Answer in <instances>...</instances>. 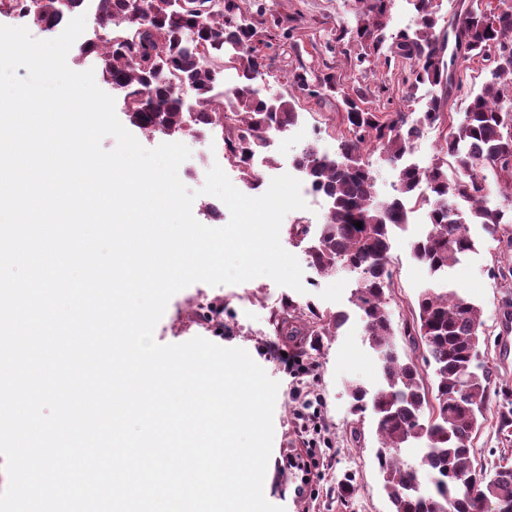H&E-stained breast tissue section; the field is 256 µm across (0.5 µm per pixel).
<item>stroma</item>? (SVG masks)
<instances>
[{"mask_svg":"<svg viewBox=\"0 0 512 512\" xmlns=\"http://www.w3.org/2000/svg\"><path fill=\"white\" fill-rule=\"evenodd\" d=\"M272 14L292 34L291 42L275 41V59L262 82L270 96L293 101L297 126L307 141L333 150L345 133L342 122L345 96H362L365 107L379 112H420L425 96L408 82V64L371 66L358 63L362 48L353 31L361 10L359 0H266ZM335 74V92L312 93L292 83L295 68ZM191 151L178 170L182 183L195 192L193 212H200L209 195L203 194L207 171L222 163L234 186H241L239 172L222 162V147L211 137L184 135ZM328 210L327 204L287 213L280 228L283 248L304 263V292L277 285L262 276L236 285L211 286L196 282L171 297L154 330L162 345L180 344L202 337L227 348L246 350L266 374L279 384L273 414L274 438L268 461L264 496L285 512H391L377 463L381 443L372 414H352L349 388L359 383L369 389L380 385L376 359L366 340L360 312L349 301L352 275L340 272L319 275L305 260L315 244ZM425 208H417L410 224L395 229L389 270L394 288L388 309L399 334L395 343L401 355L421 362L420 352L410 351L400 331L411 317L417 298L431 282L427 267L412 254V242L426 233ZM309 225L299 238L291 234L295 223ZM469 233L474 251L448 271V281L481 308L484 320L482 349L498 374L491 386L485 421L473 440L476 460L491 466L501 457L512 459V442L499 435L496 421L503 409H512V329L501 318L503 300L512 295V277L501 278L499 269L508 260L499 244L481 225ZM216 296L224 299V320L213 325L198 316L193 302ZM314 309L322 315L339 311L347 323L330 336L279 335L282 318Z\"/></svg>","mask_w":512,"mask_h":512,"instance_id":"35a3bbf8","label":"stroma"}]
</instances>
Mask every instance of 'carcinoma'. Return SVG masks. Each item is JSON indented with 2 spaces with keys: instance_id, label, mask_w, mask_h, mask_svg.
Masks as SVG:
<instances>
[{
  "instance_id": "cac0c4a2",
  "label": "carcinoma",
  "mask_w": 512,
  "mask_h": 512,
  "mask_svg": "<svg viewBox=\"0 0 512 512\" xmlns=\"http://www.w3.org/2000/svg\"><path fill=\"white\" fill-rule=\"evenodd\" d=\"M84 2L29 0L25 17L45 26ZM390 2L364 0L355 30L363 49L358 63L375 55L386 62L392 54L407 60L416 90L448 85V74L474 58L486 63L489 76L467 94L457 124L445 117L447 99L432 94L414 118L405 112L369 111L360 105L359 95L344 98L347 134L338 140L334 158L313 144L298 156L302 172L331 203L310 258L321 274L341 265L355 276L350 303L362 315L365 336L380 360L382 382L373 392L352 387V410L374 416L382 444L378 466L393 512H475V498L455 475L476 469L472 441L493 380L481 353L482 311L455 290L427 288L419 294L404 335L412 348H424L433 371L430 380L396 349L387 292L393 285L392 229L408 223L413 199L430 209L428 230L412 243V253L435 281L474 250L470 222L482 225L504 252H512V214L488 204L485 175L491 171L512 186V116L504 112L512 85V9L497 12L482 0H470L454 15L469 37L468 51L447 56L448 37L436 35L435 0H412L417 30L392 39L386 31ZM236 9L233 3L224 9L204 3L194 12L174 14L160 6L147 21L133 0H97L107 36L85 44L82 52L98 59L103 78L122 92L135 117L133 125L147 134L190 132L185 95L191 94L195 125L223 128L225 154L252 187L256 174L250 157L266 149L273 132L294 125L297 112L288 99L260 94L257 80L270 66L266 50L273 46V34ZM158 68L167 81L155 79ZM227 68L239 77L232 89L224 88ZM226 107L233 113L225 112ZM442 124L446 134L440 157L424 170L400 168L396 194L378 199L364 152L376 147L395 164L428 129ZM358 221L360 228L354 226ZM346 320L339 312L319 317L320 334L338 331ZM411 443L423 444L414 463L400 458ZM480 473L482 497L497 512H512V464L482 467ZM424 474L431 484L427 492L421 490Z\"/></svg>"
}]
</instances>
